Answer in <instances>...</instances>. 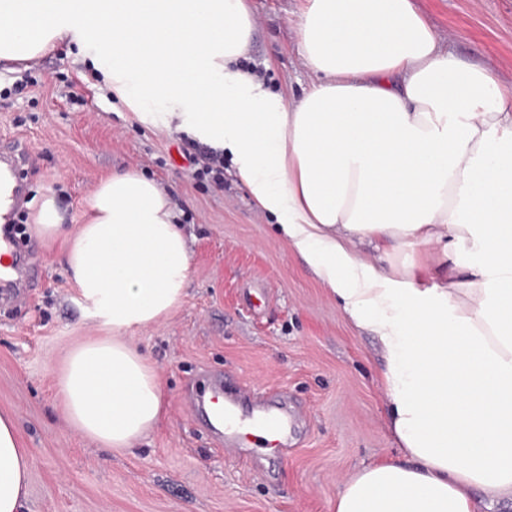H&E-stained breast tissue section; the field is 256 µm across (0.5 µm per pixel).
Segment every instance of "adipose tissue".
<instances>
[{
	"instance_id": "obj_1",
	"label": "adipose tissue",
	"mask_w": 512,
	"mask_h": 512,
	"mask_svg": "<svg viewBox=\"0 0 512 512\" xmlns=\"http://www.w3.org/2000/svg\"><path fill=\"white\" fill-rule=\"evenodd\" d=\"M247 0H0V60L77 40L138 119L228 151L280 233L381 343L401 458L348 477L334 512H481L512 501V84L444 49L410 0H304L300 99L241 70ZM34 232L65 242L71 283L109 336L56 377L82 435L130 448L161 386L125 336L182 301L189 245L169 196L104 177L68 232L53 198ZM427 244L421 254L415 243ZM30 454L0 415V512H23Z\"/></svg>"
}]
</instances>
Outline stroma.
Instances as JSON below:
<instances>
[{"label":"stroma","mask_w":512,"mask_h":512,"mask_svg":"<svg viewBox=\"0 0 512 512\" xmlns=\"http://www.w3.org/2000/svg\"><path fill=\"white\" fill-rule=\"evenodd\" d=\"M454 54L512 83V0H412ZM302 0H250L256 19L240 67L272 93L300 98L312 78L296 36ZM104 78L64 39L31 64H0V144L28 148L22 232L32 286L0 305V413L31 452L25 512H333L346 478L397 457L384 359L305 259L257 207L232 162L224 183L195 179L186 133L144 125L103 92ZM134 170L166 188L190 237L181 304L131 341L162 383L157 423L131 449L84 438L62 417L52 382L68 352L103 336L77 302L61 243L33 230L53 197L64 223L103 176ZM212 382L287 395L300 431L287 456L258 438L225 446L195 408Z\"/></svg>","instance_id":"35a3bbf8"}]
</instances>
